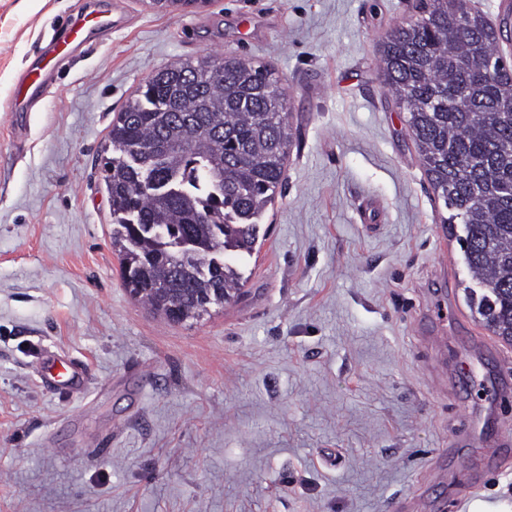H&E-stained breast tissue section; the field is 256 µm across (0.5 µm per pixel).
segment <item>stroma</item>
<instances>
[{"mask_svg":"<svg viewBox=\"0 0 512 512\" xmlns=\"http://www.w3.org/2000/svg\"><path fill=\"white\" fill-rule=\"evenodd\" d=\"M418 2L0 0V512H512V344L381 80ZM90 12L18 131L21 73ZM206 55L270 68L293 137L240 295L173 324L121 281L102 166L136 89ZM39 376L71 394L85 390L84 369L81 364L55 356L42 358L37 370Z\"/></svg>","mask_w":512,"mask_h":512,"instance_id":"stroma-1","label":"stroma"}]
</instances>
